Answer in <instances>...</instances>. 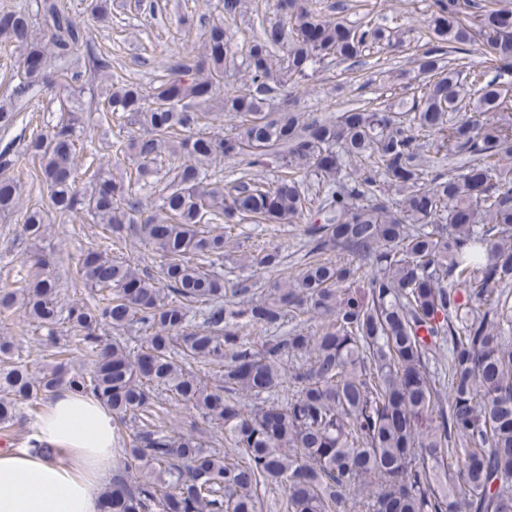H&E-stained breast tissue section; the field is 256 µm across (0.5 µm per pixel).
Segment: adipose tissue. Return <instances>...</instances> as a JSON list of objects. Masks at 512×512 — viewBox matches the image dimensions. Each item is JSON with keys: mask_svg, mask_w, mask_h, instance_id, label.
Wrapping results in <instances>:
<instances>
[{"mask_svg": "<svg viewBox=\"0 0 512 512\" xmlns=\"http://www.w3.org/2000/svg\"><path fill=\"white\" fill-rule=\"evenodd\" d=\"M35 439L67 455L0 452V512H97L112 466V412L97 398L59 389L35 426Z\"/></svg>", "mask_w": 512, "mask_h": 512, "instance_id": "adipose-tissue-1", "label": "adipose tissue"}]
</instances>
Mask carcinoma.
<instances>
[{
    "instance_id": "carcinoma-1",
    "label": "carcinoma",
    "mask_w": 512,
    "mask_h": 512,
    "mask_svg": "<svg viewBox=\"0 0 512 512\" xmlns=\"http://www.w3.org/2000/svg\"><path fill=\"white\" fill-rule=\"evenodd\" d=\"M35 2L33 14L0 11V42L21 53L0 127L45 85L69 106L22 150H0L3 171L40 156L27 176L48 189L22 211L20 181L1 178L0 215L22 211L33 241L80 213L104 233L78 259L88 298L61 305L42 250L21 287L0 288V315L21 310L48 349L34 374L0 336V428L62 387L105 403L122 455L103 492L112 512H263L261 491L276 489L284 512H512V8L430 0V41L397 73L420 95L323 117L296 111L284 88L369 47H401L410 31L276 0L277 18L247 43L245 82L226 96L235 32L224 20L247 5L223 0L202 50L170 60L146 90L112 77L111 55L67 0ZM472 43L493 76L463 60ZM80 59L106 79L90 103L129 160L81 178ZM220 112L238 125L215 126ZM223 158L238 164L228 187L209 175ZM267 161L286 169L274 184L255 171ZM163 167L153 212L138 188ZM221 224H301L311 260L259 293L250 279L229 291ZM129 238L151 247L149 260L120 256ZM241 261L260 276L281 265V246ZM106 326L118 332L110 342ZM134 326L136 350L119 336ZM255 330L266 338L250 339ZM197 362L215 367L214 384ZM285 381L293 393L281 401ZM168 403L203 427L169 429Z\"/></svg>"
}]
</instances>
